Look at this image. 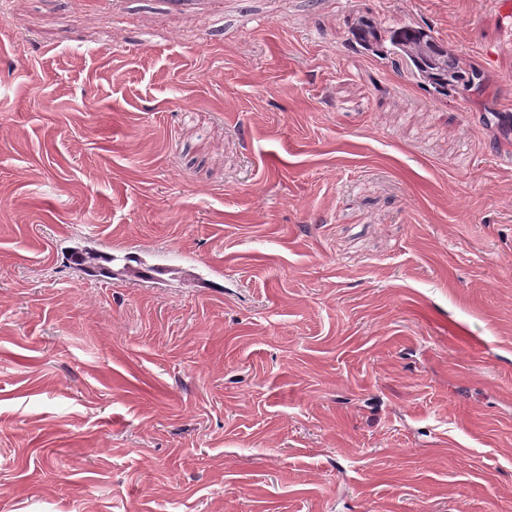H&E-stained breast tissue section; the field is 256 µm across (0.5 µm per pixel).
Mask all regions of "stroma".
I'll return each instance as SVG.
<instances>
[{"instance_id":"stroma-1","label":"stroma","mask_w":512,"mask_h":512,"mask_svg":"<svg viewBox=\"0 0 512 512\" xmlns=\"http://www.w3.org/2000/svg\"><path fill=\"white\" fill-rule=\"evenodd\" d=\"M503 112L496 0H0V512H512ZM356 42L365 49L378 48L382 56H396L410 67L413 76L420 79L439 99H448L450 90L462 79L460 61L448 56V50L421 27L404 24L382 31L366 20H359L353 28ZM388 41L391 48L384 50ZM171 272L170 267L159 264H149L143 259H140L136 266L129 265L121 269V273L125 277L134 281H160L163 279V275H167Z\"/></svg>"}]
</instances>
